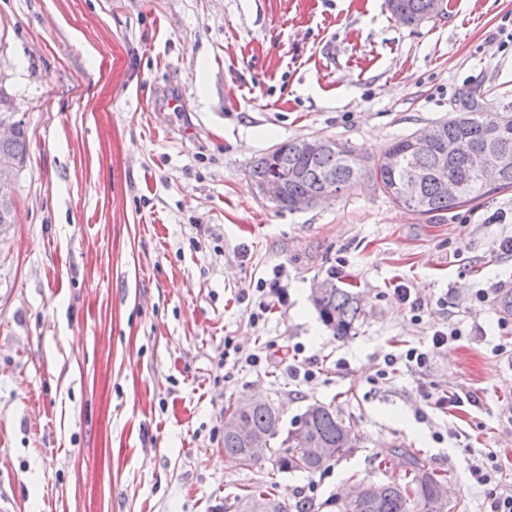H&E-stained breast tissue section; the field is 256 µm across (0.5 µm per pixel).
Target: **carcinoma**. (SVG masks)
<instances>
[{
    "label": "carcinoma",
    "instance_id": "cac0c4a2",
    "mask_svg": "<svg viewBox=\"0 0 512 512\" xmlns=\"http://www.w3.org/2000/svg\"><path fill=\"white\" fill-rule=\"evenodd\" d=\"M462 116L466 120L464 124L453 119L443 123L444 137L461 139L460 152L447 161L441 158L435 143L418 144L405 137L387 148V151L402 154L411 163L431 173L415 199L398 195L403 174L385 172L377 167L374 157L365 153L362 157L366 165L361 166L352 159L357 150L343 144L336 150L324 149L317 154H306L297 149L294 141L288 140L256 160L250 174L258 184L278 172L287 176L285 196L278 202L282 209L290 208L298 198L314 196L332 187L340 190L364 178L375 191L428 222L478 197L512 189V173L494 188L486 187L479 179L485 158L486 127L500 114L466 104ZM11 120L16 125V132L12 138L0 140V159L10 158L22 167L26 164L24 125L22 121L14 119L11 99L0 86V122ZM446 177L467 182L469 197L462 201H451L441 195L439 182ZM328 284L329 288L315 300V308L322 322L334 334L344 337L350 334L361 314V301L351 287L340 286L332 280ZM245 418L256 435L274 446L267 460L281 472H318L329 462L346 455L357 441L355 437L349 443L343 440L344 433L352 431V428L329 405L311 404L296 421L300 426L309 427L306 440H316L332 448L331 455L326 459L305 457L301 453L303 441L293 431L283 434L280 417L272 406L255 407L245 413ZM286 439L291 444L288 445V452L282 454L281 444ZM247 448L248 444L241 438L224 432V454L228 458H237L246 467L262 468L261 459L251 457ZM443 480L444 477L427 467L421 458L408 452L403 474L386 480L357 483V486L364 488V495L357 498L346 495L336 499V512H448V502L441 501L440 484ZM239 512H313V504L301 499L290 504L271 492L265 481L259 478L252 489L240 497Z\"/></svg>",
    "mask_w": 512,
    "mask_h": 512
}]
</instances>
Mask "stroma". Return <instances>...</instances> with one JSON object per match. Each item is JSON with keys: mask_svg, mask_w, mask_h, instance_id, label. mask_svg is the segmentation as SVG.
<instances>
[{"mask_svg": "<svg viewBox=\"0 0 512 512\" xmlns=\"http://www.w3.org/2000/svg\"><path fill=\"white\" fill-rule=\"evenodd\" d=\"M0 82L27 144L0 232L11 512H237L259 478L336 512L406 450L450 512L512 494V190L427 223L363 182L289 211L250 176L290 139L375 157L469 101L512 116V0L409 26L385 0H0ZM330 279L362 300L344 339L311 301ZM412 347L425 367L385 366ZM256 391L287 427L335 407L357 447L314 474L235 465L224 411Z\"/></svg>", "mask_w": 512, "mask_h": 512, "instance_id": "35a3bbf8", "label": "stroma"}]
</instances>
